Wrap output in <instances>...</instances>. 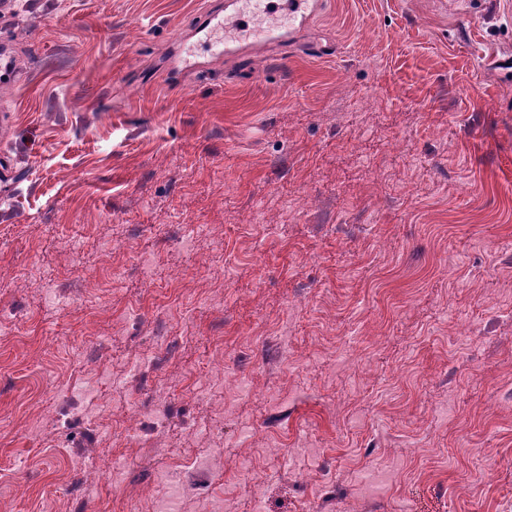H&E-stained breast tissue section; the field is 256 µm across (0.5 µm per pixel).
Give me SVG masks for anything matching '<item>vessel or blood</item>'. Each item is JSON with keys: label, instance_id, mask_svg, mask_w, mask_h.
<instances>
[{"label": "vessel or blood", "instance_id": "obj_1", "mask_svg": "<svg viewBox=\"0 0 512 512\" xmlns=\"http://www.w3.org/2000/svg\"><path fill=\"white\" fill-rule=\"evenodd\" d=\"M318 0H228L225 10L207 14L202 30L208 50L235 58L243 45L287 41L307 27Z\"/></svg>", "mask_w": 512, "mask_h": 512}]
</instances>
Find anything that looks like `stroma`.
<instances>
[{"label":"stroma","instance_id":"stroma-1","mask_svg":"<svg viewBox=\"0 0 512 512\" xmlns=\"http://www.w3.org/2000/svg\"><path fill=\"white\" fill-rule=\"evenodd\" d=\"M221 0H0V471L55 512L67 493L57 434L24 436L38 375L132 312L224 339L227 415L195 408L212 439L174 424L129 448L126 492L89 512H148L161 452L217 442L225 512H512V0H324L287 65L259 47L169 82ZM304 197L308 208L294 206ZM253 226H245L246 217ZM183 224L224 236L223 272L178 242ZM155 250L154 299L128 257ZM38 276H29L30 268ZM101 276L91 307L42 311L45 281ZM471 335L455 336L457 321Z\"/></svg>","mask_w":512,"mask_h":512}]
</instances>
